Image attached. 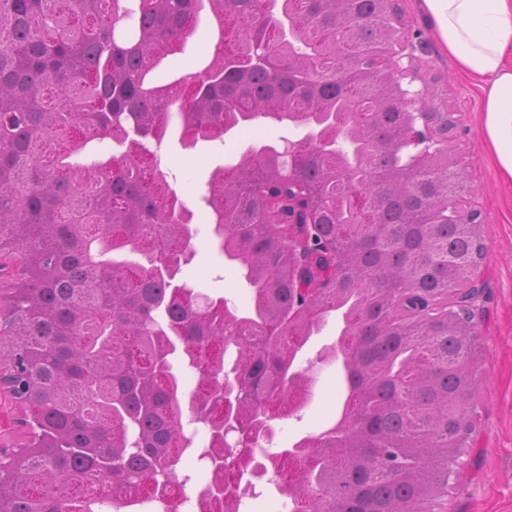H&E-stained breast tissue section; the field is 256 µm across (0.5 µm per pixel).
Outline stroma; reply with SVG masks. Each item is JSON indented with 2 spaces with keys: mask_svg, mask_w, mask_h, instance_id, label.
<instances>
[{
  "mask_svg": "<svg viewBox=\"0 0 512 512\" xmlns=\"http://www.w3.org/2000/svg\"><path fill=\"white\" fill-rule=\"evenodd\" d=\"M411 51L424 73L432 76L433 99L442 107L461 113L457 146L475 181L471 203L484 218L480 234L487 254L481 276L486 294L475 323L484 346L478 367V397L474 416L477 434L470 455L436 512H512V184L505 182L480 131L481 89L478 81L462 79L454 60L444 50L423 0H403ZM215 27L201 16L182 53L166 59L151 79L167 83L201 70L217 47ZM302 130L259 120L224 139L198 143L182 150L177 138H167L157 155L173 180L171 186L194 213L196 253L184 265L180 278L196 290L227 299L240 313L254 304V292L237 266L227 261L213 244L210 210L203 197L212 171L236 164L245 151L259 144H280L300 139ZM314 397L292 416L274 421L270 451L289 447L335 423L347 397L342 367L333 363L315 374Z\"/></svg>",
  "mask_w": 512,
  "mask_h": 512,
  "instance_id": "obj_1",
  "label": "stroma"
}]
</instances>
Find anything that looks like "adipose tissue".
I'll return each instance as SVG.
<instances>
[{"label": "adipose tissue", "mask_w": 512, "mask_h": 512, "mask_svg": "<svg viewBox=\"0 0 512 512\" xmlns=\"http://www.w3.org/2000/svg\"><path fill=\"white\" fill-rule=\"evenodd\" d=\"M460 74L483 92L481 133L512 182V0H424Z\"/></svg>", "instance_id": "adipose-tissue-1"}]
</instances>
